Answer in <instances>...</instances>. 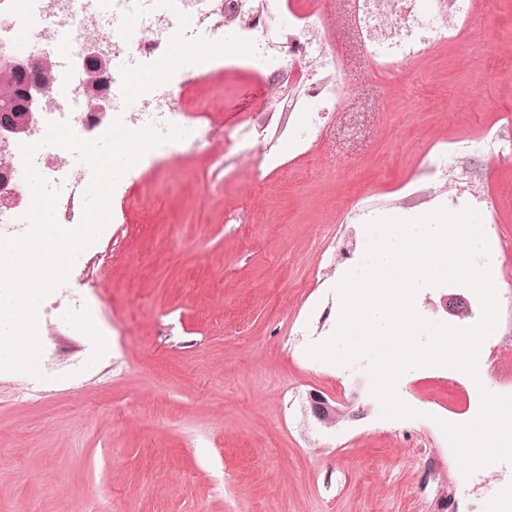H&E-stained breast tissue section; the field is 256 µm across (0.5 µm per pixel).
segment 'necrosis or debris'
<instances>
[{
  "instance_id": "4bbe7bcc",
  "label": "necrosis or debris",
  "mask_w": 512,
  "mask_h": 512,
  "mask_svg": "<svg viewBox=\"0 0 512 512\" xmlns=\"http://www.w3.org/2000/svg\"><path fill=\"white\" fill-rule=\"evenodd\" d=\"M248 0H181L180 15H171L166 0H5L0 8V46L31 53L49 44L54 70L48 105L38 113L27 139L0 143V172L9 181L0 186V235L21 234L29 208L21 146L47 134L51 121H69L77 132L105 133L115 119L126 125L166 129L180 124L193 141L204 130L186 120L183 93L210 75V68L182 67L178 91L162 84L140 90L137 107H129L122 78L112 81V108L93 112L83 87L89 71L83 63L87 43H97L113 62L138 72L166 60L176 43L222 40L225 31L239 34L249 47V61L267 67L277 77L273 61L287 55L301 63L306 90L290 109L297 122L303 152L313 151L328 128V119L343 98L345 85L336 77L338 57L320 23L318 0H264L260 12L246 8ZM476 0H354V24L360 46L378 74H392L417 62L428 52L455 43L470 30ZM288 13L301 37L281 40L272 21ZM34 166L48 187L59 189L56 217L77 224L83 217L85 170L66 149L37 151Z\"/></svg>"
}]
</instances>
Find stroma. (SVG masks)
<instances>
[{"label":"stroma","instance_id":"obj_1","mask_svg":"<svg viewBox=\"0 0 512 512\" xmlns=\"http://www.w3.org/2000/svg\"><path fill=\"white\" fill-rule=\"evenodd\" d=\"M353 0H332L329 34L346 93L320 147L298 156L282 101L302 95L292 60L277 84L240 62L193 94L210 139L185 143L140 178L127 224L81 251L72 289L39 317L36 379L0 372V512H487L512 485V464L463 474L439 427L481 407L468 377L421 367L395 393L412 409L386 418L368 357L349 367L311 358L336 332L343 276L362 259L356 211L411 220L458 196L487 218L498 323L487 389L512 396V152L483 182L429 167L443 147L507 133L512 109V0H477L472 32L404 72L379 76L360 47ZM249 128L252 145L236 135ZM339 242L345 257H330ZM81 298L111 337L96 355L61 315ZM421 318L477 323L482 303L458 284L414 295ZM458 390L449 401L445 383ZM320 395L335 426L312 413Z\"/></svg>","mask_w":512,"mask_h":512}]
</instances>
